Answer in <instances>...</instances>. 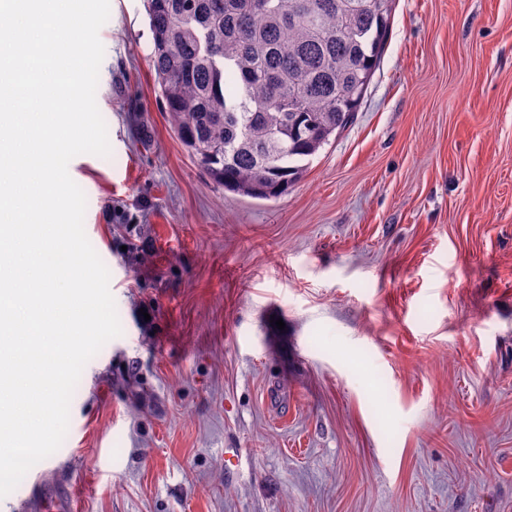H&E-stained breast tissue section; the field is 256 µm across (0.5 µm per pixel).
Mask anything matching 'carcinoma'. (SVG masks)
I'll return each mask as SVG.
<instances>
[{
    "mask_svg": "<svg viewBox=\"0 0 512 512\" xmlns=\"http://www.w3.org/2000/svg\"><path fill=\"white\" fill-rule=\"evenodd\" d=\"M395 0H146L150 62L168 120L219 188L291 189L349 126L379 66ZM138 268L147 225L111 222Z\"/></svg>",
    "mask_w": 512,
    "mask_h": 512,
    "instance_id": "cac0c4a2",
    "label": "carcinoma"
}]
</instances>
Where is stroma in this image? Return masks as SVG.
I'll use <instances>...</instances> for the list:
<instances>
[{
  "instance_id": "stroma-1",
  "label": "stroma",
  "mask_w": 512,
  "mask_h": 512,
  "mask_svg": "<svg viewBox=\"0 0 512 512\" xmlns=\"http://www.w3.org/2000/svg\"><path fill=\"white\" fill-rule=\"evenodd\" d=\"M99 38L110 153L68 171L122 333L0 512H512V0H396L352 124L276 200L180 143L144 0ZM135 218L129 211H123L116 219L112 221V234L120 241L122 246H127L123 251V256L131 267H141L152 265L157 252L152 244V240L148 239L146 224H136Z\"/></svg>"
}]
</instances>
